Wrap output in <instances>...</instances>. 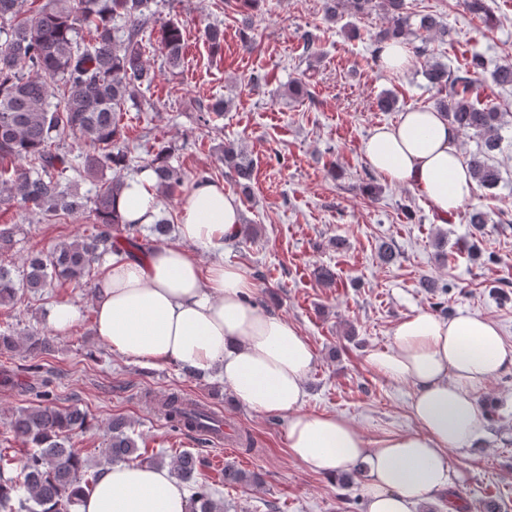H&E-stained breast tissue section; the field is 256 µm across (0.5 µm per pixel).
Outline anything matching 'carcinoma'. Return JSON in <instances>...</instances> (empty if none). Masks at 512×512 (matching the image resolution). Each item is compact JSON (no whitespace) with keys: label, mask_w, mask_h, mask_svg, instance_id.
<instances>
[{"label":"carcinoma","mask_w":512,"mask_h":512,"mask_svg":"<svg viewBox=\"0 0 512 512\" xmlns=\"http://www.w3.org/2000/svg\"><path fill=\"white\" fill-rule=\"evenodd\" d=\"M25 0H0V205L16 203L28 214L49 221L89 210L94 232L71 242H61L46 252L22 260V269L4 256L14 245L16 226L0 225V306L17 303L19 287L32 294L54 283L80 284L91 280L93 264L102 257L123 251L130 256L148 250L140 243L143 231L156 238L166 237L173 225L160 218L149 227L127 223L115 209L125 178L119 172L128 167L124 146L125 110L142 111L149 102L140 101L142 88L155 79L145 58L143 37L159 29L158 42L165 52L167 69L178 72L184 66V38L179 23H158L155 0H41L34 10L24 9ZM404 0H324L326 16L336 19L352 10L365 15L379 8L387 26L375 40L404 39L412 34L419 57L430 54L427 35L448 34L432 15L420 18L413 30L403 13ZM203 36L215 53L222 49L224 30L217 24L204 27ZM487 61L473 54L456 68L435 62L424 74L428 84L448 95L434 103V110L448 118L459 131L479 138L469 154L467 166L477 185L493 189L501 172L493 162L500 151L505 113L492 103L478 100L479 75ZM491 77L502 88L512 87V63L494 67ZM57 99L53 103L50 98ZM80 134L94 148L82 166L73 164L65 152L52 148L54 141ZM224 166L235 183L247 189L253 177V163L235 145L221 150ZM170 150L163 146L147 162L158 187L169 195L185 178L169 162ZM109 167L115 175L92 197L78 191L68 172L94 176ZM24 346L37 356L50 349L42 331L28 329L20 337L0 333V351ZM36 401L15 410L6 425L31 447L14 466L0 454V512H76L79 496L91 489L101 476L88 473L87 460L71 443L74 434L90 426L88 414L75 407L60 408L49 386L35 394ZM168 421L176 431H195L211 437L220 433L222 415L207 405H187L179 396L170 397ZM105 462L139 459L137 438L130 424L114 418L108 425ZM205 459L185 451L173 459L172 473L190 491L191 512H224L213 498L210 486L196 479ZM250 476L232 464L224 466V484L252 482Z\"/></svg>","instance_id":"1"}]
</instances>
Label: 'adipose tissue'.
<instances>
[{"mask_svg":"<svg viewBox=\"0 0 512 512\" xmlns=\"http://www.w3.org/2000/svg\"><path fill=\"white\" fill-rule=\"evenodd\" d=\"M459 131L439 112L410 109L381 125L364 145L370 167L394 185L421 194L439 220L475 193L457 143ZM155 178L143 170L126 181L120 213L138 224L158 213ZM241 206L223 184L202 182L184 197L178 240L147 257L113 254L95 284L94 328L113 353L206 373L218 370L238 401L258 414L288 420L291 456L335 476L367 466V512H416L450 499L457 477L450 451L478 447L488 416L476 392L512 366L493 322L461 312L444 318L419 308L393 331L390 350L371 351L368 364L393 384L413 388L415 430L369 440L343 417L306 411L305 381L315 355L283 316L258 311L248 300L247 272L202 252L223 248L239 231ZM188 494L170 470L129 461L105 468L77 512H189Z\"/></svg>","mask_w":512,"mask_h":512,"instance_id":"ef3b65f1","label":"adipose tissue"}]
</instances>
